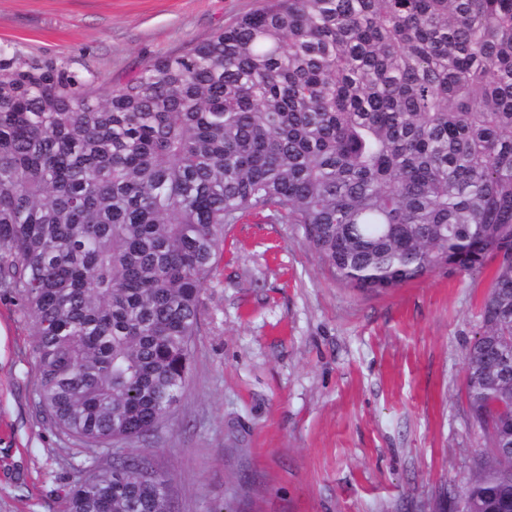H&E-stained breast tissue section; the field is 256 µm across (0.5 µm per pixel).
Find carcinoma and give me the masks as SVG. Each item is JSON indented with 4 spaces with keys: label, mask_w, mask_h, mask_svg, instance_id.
Here are the masks:
<instances>
[{
    "label": "carcinoma",
    "mask_w": 512,
    "mask_h": 512,
    "mask_svg": "<svg viewBox=\"0 0 512 512\" xmlns=\"http://www.w3.org/2000/svg\"><path fill=\"white\" fill-rule=\"evenodd\" d=\"M249 214L359 291L497 261L465 354L489 451L464 510L512 501V0H266L116 89L0 47V288L60 431L109 448L173 411ZM143 461L85 470L64 512H167Z\"/></svg>",
    "instance_id": "carcinoma-1"
}]
</instances>
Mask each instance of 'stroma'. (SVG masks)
<instances>
[{
	"mask_svg": "<svg viewBox=\"0 0 512 512\" xmlns=\"http://www.w3.org/2000/svg\"><path fill=\"white\" fill-rule=\"evenodd\" d=\"M263 0H0V45L122 86ZM490 268L387 292L338 283L296 225H229L181 401L142 442L89 448L39 406L34 336L0 288V512H62L82 470L145 455L176 512H432L480 430L464 355Z\"/></svg>",
	"mask_w": 512,
	"mask_h": 512,
	"instance_id": "35a3bbf8",
	"label": "stroma"
}]
</instances>
